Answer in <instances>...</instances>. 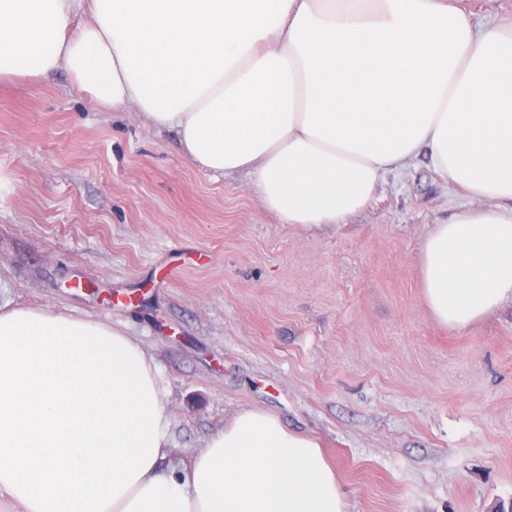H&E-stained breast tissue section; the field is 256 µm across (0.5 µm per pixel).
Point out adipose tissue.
Here are the masks:
<instances>
[{
	"label": "adipose tissue",
	"mask_w": 512,
	"mask_h": 512,
	"mask_svg": "<svg viewBox=\"0 0 512 512\" xmlns=\"http://www.w3.org/2000/svg\"><path fill=\"white\" fill-rule=\"evenodd\" d=\"M60 69L177 129L198 169L250 174L286 224L341 223L427 153L473 199L421 248L434 321L512 300V25L453 0H0V81ZM170 427L123 330L0 306V512H346L319 443L272 414L240 411L183 471Z\"/></svg>",
	"instance_id": "obj_1"
}]
</instances>
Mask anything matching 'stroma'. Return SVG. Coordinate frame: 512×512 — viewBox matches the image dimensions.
I'll list each match as a JSON object with an SVG mask.
<instances>
[{
	"label": "stroma",
	"instance_id": "stroma-1",
	"mask_svg": "<svg viewBox=\"0 0 512 512\" xmlns=\"http://www.w3.org/2000/svg\"><path fill=\"white\" fill-rule=\"evenodd\" d=\"M470 203L421 155L342 223L285 224L66 71L0 83V303L134 338L172 463L261 410L320 443L346 512L512 504V302L456 329L420 287L427 233Z\"/></svg>",
	"mask_w": 512,
	"mask_h": 512
}]
</instances>
